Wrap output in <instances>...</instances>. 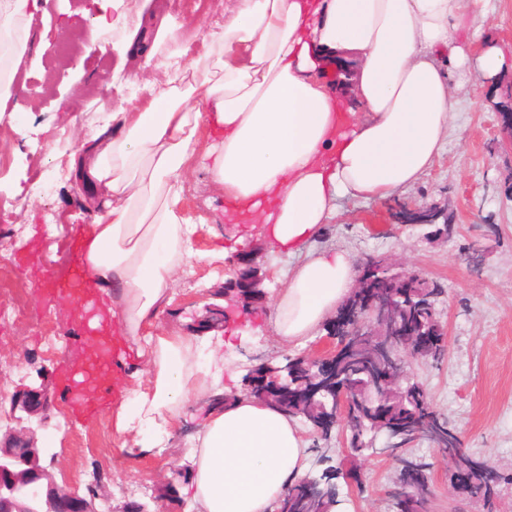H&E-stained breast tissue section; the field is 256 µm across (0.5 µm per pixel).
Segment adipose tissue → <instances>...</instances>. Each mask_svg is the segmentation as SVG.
<instances>
[{"instance_id":"obj_1","label":"adipose tissue","mask_w":512,"mask_h":512,"mask_svg":"<svg viewBox=\"0 0 512 512\" xmlns=\"http://www.w3.org/2000/svg\"><path fill=\"white\" fill-rule=\"evenodd\" d=\"M487 2L234 0L223 22L199 20L193 42L164 22L153 38L131 35L146 79L76 162L98 212L84 239L89 280L148 377L112 409L122 445L150 452L145 430L176 426L197 394L226 390L223 337L202 366L194 334L158 328L173 268L225 257L193 247L205 220L182 212L187 176L207 173L225 199L258 216L273 250L294 259L268 329L291 344L315 336L356 279L348 252L315 246L339 216L337 199H384L415 185L441 155L457 88L472 72L492 78L512 66L484 36ZM164 39L171 47L160 57L151 44ZM194 48L207 63L179 86ZM336 59L353 65L348 106L324 80ZM196 441L182 492L199 512H273L305 473L296 420L242 392L212 405Z\"/></svg>"}]
</instances>
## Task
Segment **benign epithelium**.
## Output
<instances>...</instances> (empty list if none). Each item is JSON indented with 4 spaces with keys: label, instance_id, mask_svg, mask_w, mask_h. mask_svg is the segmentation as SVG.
I'll return each mask as SVG.
<instances>
[{
    "label": "benign epithelium",
    "instance_id": "obj_1",
    "mask_svg": "<svg viewBox=\"0 0 512 512\" xmlns=\"http://www.w3.org/2000/svg\"><path fill=\"white\" fill-rule=\"evenodd\" d=\"M394 222L401 225L431 224L440 222L453 231L448 223V211L437 207L419 206L415 202L392 208ZM397 263L383 257H371L361 263L359 274L349 297L334 317L330 337L335 341L334 350L320 357H303V362L316 368L314 380L327 378L325 385L331 393V406L324 410L323 423L348 422L361 413V401L356 390L343 379L342 368L352 362L373 367L383 360L392 365L386 377H371L372 387L387 391L409 376V368L421 359L424 349L417 333L405 330L407 321L401 313L406 296L393 292L383 299L376 275L382 268L391 271L393 287L413 288L423 279L417 272L395 270ZM265 277L259 273L248 254L238 261L234 278L225 282L224 307L211 306L206 315L193 319L191 326L216 317L223 319L236 310L247 315L252 310L254 297L251 291L263 288ZM54 394L45 384L25 387L10 400L8 419L12 425L0 435V512H99L96 500L105 494L94 491L81 497L58 484L51 473L52 462L46 459L45 450L37 446L36 430L26 424L18 413L35 416L47 411ZM378 431L386 444H402L408 448L420 439L421 428L413 421H381ZM164 491L154 497V508L140 505V512H169L168 500L175 494L173 479L161 476Z\"/></svg>",
    "mask_w": 512,
    "mask_h": 512
}]
</instances>
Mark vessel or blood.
<instances>
[{"label": "vessel or blood", "instance_id": "obj_1", "mask_svg": "<svg viewBox=\"0 0 512 512\" xmlns=\"http://www.w3.org/2000/svg\"><path fill=\"white\" fill-rule=\"evenodd\" d=\"M85 233V226L73 228L66 244L67 266L42 273L38 282L53 312L54 328L71 332L68 352L57 367L60 400L93 414L124 380L126 353L118 328L108 324L110 314L104 303L83 286L81 242Z\"/></svg>", "mask_w": 512, "mask_h": 512}]
</instances>
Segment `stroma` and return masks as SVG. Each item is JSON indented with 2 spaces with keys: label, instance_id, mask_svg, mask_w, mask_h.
<instances>
[{
  "label": "stroma",
  "instance_id": "obj_1",
  "mask_svg": "<svg viewBox=\"0 0 512 512\" xmlns=\"http://www.w3.org/2000/svg\"><path fill=\"white\" fill-rule=\"evenodd\" d=\"M118 7L126 26L111 30L97 26L105 9ZM171 18L182 38L194 35L199 16L194 6L177 0H53L40 48V63L24 69L22 94L9 98L0 114V278L23 281L26 290L10 294L6 307L20 306L24 319L0 318V398L41 380L55 382L56 367L68 351V337L51 331L52 314L43 302L32 271L19 270L16 257L38 241L36 266L60 268L68 256L61 243L74 225L90 223L94 205L89 187L72 175L70 162L84 141L111 126L121 101L133 97L136 64L119 51L141 17ZM105 45L106 53L85 55L86 40ZM512 87V71L498 85L477 83L458 92L445 139L435 167L412 188L405 201L446 207L454 212L456 232L437 236L427 225L393 223L391 202L381 199L341 198L339 218L327 225L317 247L349 252L354 262L370 255L385 256L404 267L423 272L437 281L443 294L437 305L447 331L445 358L435 364H416L415 380L427 389L434 409L453 427L462 448L492 463L506 475L492 506L482 499L456 493L449 483L445 455L425 440H417L408 455L430 463L432 498L428 512H512V151L501 144L495 105ZM483 103H476V96ZM48 184L45 194L26 195L32 177ZM183 196L189 216L210 217L195 241L207 251L232 247L241 241L265 276L269 294H276L292 267L288 256L271 250L258 231L225 222L224 195L204 173H193L184 183ZM482 246L480 269L470 267L465 255L472 245ZM233 271L232 258L202 263L194 270H174L173 301L160 316L161 327L181 324L191 314H204L224 293ZM267 305L235 321L244 342L224 352L225 371L245 375L257 358L283 363L286 357L322 349L326 332L302 344L279 342L270 333H256L264 324ZM199 428L196 405H189L183 422L150 454L121 447L109 409L91 418L77 409L52 403L37 426L38 444L53 450V474L79 496L103 487L112 494L101 512L126 501L151 502L160 491L159 472L170 467L192 466L194 436ZM341 429L310 443L307 474L320 476L327 467L342 468L347 450ZM360 466L363 487L335 480L341 505L338 512H391L387 493L394 486L396 466L377 450L384 435L371 438Z\"/></svg>",
  "mask_w": 512,
  "mask_h": 512
}]
</instances>
